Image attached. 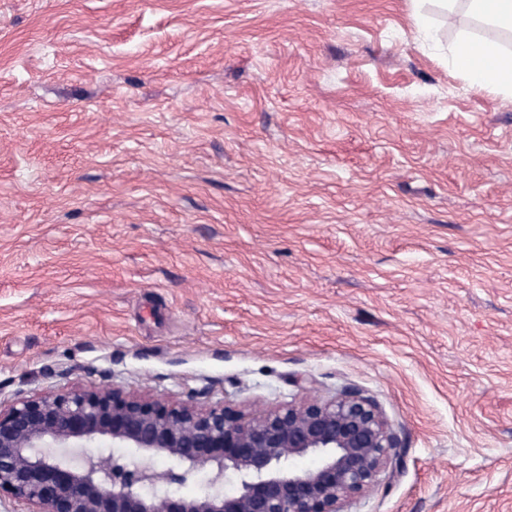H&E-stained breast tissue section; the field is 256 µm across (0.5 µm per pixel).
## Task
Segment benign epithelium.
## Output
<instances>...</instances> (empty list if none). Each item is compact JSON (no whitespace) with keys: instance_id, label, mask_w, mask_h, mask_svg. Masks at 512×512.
Returning a JSON list of instances; mask_svg holds the SVG:
<instances>
[{"instance_id":"obj_1","label":"benign epithelium","mask_w":512,"mask_h":512,"mask_svg":"<svg viewBox=\"0 0 512 512\" xmlns=\"http://www.w3.org/2000/svg\"><path fill=\"white\" fill-rule=\"evenodd\" d=\"M399 447L354 387L245 412L194 393L168 403L77 385L0 407V499L23 512H344L396 468ZM308 455L318 466H291ZM159 458L173 465L159 470ZM201 470L206 490L178 493Z\"/></svg>"}]
</instances>
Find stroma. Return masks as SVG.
<instances>
[{
  "label": "stroma",
  "instance_id": "1",
  "mask_svg": "<svg viewBox=\"0 0 512 512\" xmlns=\"http://www.w3.org/2000/svg\"><path fill=\"white\" fill-rule=\"evenodd\" d=\"M0 0V404L374 397L345 512H512V96L459 6ZM448 60L472 86L512 95V54L495 44L463 36L450 50Z\"/></svg>",
  "mask_w": 512,
  "mask_h": 512
}]
</instances>
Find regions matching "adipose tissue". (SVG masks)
<instances>
[{
	"instance_id": "obj_1",
	"label": "adipose tissue",
	"mask_w": 512,
	"mask_h": 512,
	"mask_svg": "<svg viewBox=\"0 0 512 512\" xmlns=\"http://www.w3.org/2000/svg\"><path fill=\"white\" fill-rule=\"evenodd\" d=\"M448 60L472 86L512 95V54L495 44L461 37L450 50Z\"/></svg>"
}]
</instances>
